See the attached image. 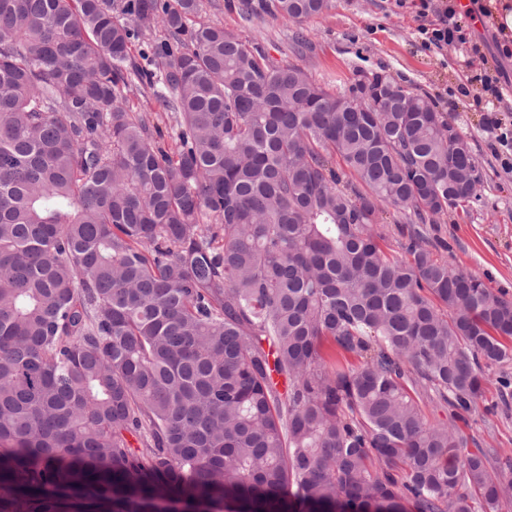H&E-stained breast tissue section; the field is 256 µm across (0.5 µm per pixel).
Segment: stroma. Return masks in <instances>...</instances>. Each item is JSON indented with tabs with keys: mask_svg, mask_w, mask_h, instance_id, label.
<instances>
[{
	"mask_svg": "<svg viewBox=\"0 0 512 512\" xmlns=\"http://www.w3.org/2000/svg\"><path fill=\"white\" fill-rule=\"evenodd\" d=\"M239 0H203L201 21L223 27L270 61L293 62L336 93L372 74L395 79L432 100L469 143L477 161L480 185L466 210L452 209L429 225L428 241L440 259L454 269L478 276L505 299L512 300V173L504 172L494 142L483 130L484 112L475 98L477 77L487 67L498 70L502 84H512V56L491 18L469 23V45L424 49L417 32L423 19L420 0H332L329 11L307 22L267 13L245 19ZM309 42L304 55L293 50L294 32ZM429 422L457 427L478 447L498 453L503 470L512 469V363L495 370L476 408L463 412L437 401L427 403Z\"/></svg>",
	"mask_w": 512,
	"mask_h": 512,
	"instance_id": "35a3bbf8",
	"label": "stroma"
}]
</instances>
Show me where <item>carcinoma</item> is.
I'll return each mask as SVG.
<instances>
[{
	"label": "carcinoma",
	"instance_id": "carcinoma-1",
	"mask_svg": "<svg viewBox=\"0 0 512 512\" xmlns=\"http://www.w3.org/2000/svg\"><path fill=\"white\" fill-rule=\"evenodd\" d=\"M202 5L0 0V512H500L497 452L424 413L512 362V301L426 242L475 199L471 149L429 98L376 74L393 109L364 113L359 82L332 95ZM128 97L130 106H132L134 110L153 112L163 132V138L160 142L166 149L170 147L171 139L169 136L171 134V126L174 124L170 118V112H164L153 97L149 95L143 96L136 88H132Z\"/></svg>",
	"mask_w": 512,
	"mask_h": 512
}]
</instances>
